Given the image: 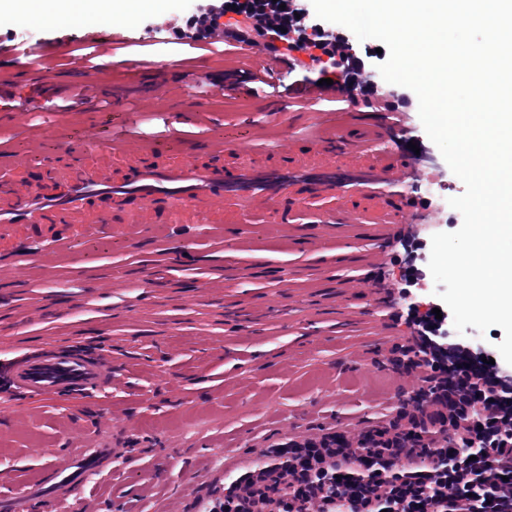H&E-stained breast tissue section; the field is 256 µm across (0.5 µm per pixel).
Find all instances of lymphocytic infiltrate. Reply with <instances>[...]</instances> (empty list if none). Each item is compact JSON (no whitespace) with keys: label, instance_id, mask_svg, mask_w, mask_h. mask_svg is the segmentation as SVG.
<instances>
[{"label":"lymphocytic infiltrate","instance_id":"lymphocytic-infiltrate-1","mask_svg":"<svg viewBox=\"0 0 512 512\" xmlns=\"http://www.w3.org/2000/svg\"><path fill=\"white\" fill-rule=\"evenodd\" d=\"M232 10L240 19L227 24V38L255 37L284 62L304 51L322 71L335 72L330 30L312 25L299 45L278 20L240 4ZM409 310L416 333L390 348L393 370L407 383L396 416L271 445L281 475L274 503L290 512H376L382 499L400 512H512V376L445 342L419 302ZM362 449L383 464L369 481L356 482L345 462Z\"/></svg>","mask_w":512,"mask_h":512}]
</instances>
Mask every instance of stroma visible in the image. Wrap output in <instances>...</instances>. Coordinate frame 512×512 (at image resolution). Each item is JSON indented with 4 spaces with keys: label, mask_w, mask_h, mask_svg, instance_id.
<instances>
[{
    "label": "stroma",
    "mask_w": 512,
    "mask_h": 512,
    "mask_svg": "<svg viewBox=\"0 0 512 512\" xmlns=\"http://www.w3.org/2000/svg\"><path fill=\"white\" fill-rule=\"evenodd\" d=\"M211 5L137 0L128 18L114 9L107 49L96 40L102 23L95 14L74 25L31 12L0 26V43L33 32L55 69L107 64L123 86L124 111L111 118L106 97L91 111L61 112L55 104L68 89L16 82L13 99L0 101V146L28 155L27 174L41 179L68 161L64 134L97 122L114 146L134 140L150 152L162 145L193 165L206 158L189 153L191 142L249 127L263 129L256 143L262 153L307 137L288 113L266 111L270 95L249 96L242 83L232 85V104L206 93L186 98L180 109L205 114L191 124L178 123L180 109L127 86L131 59L166 70L171 81L185 72L194 85L205 84L207 60L222 57V49L167 42L155 27ZM377 89L373 106H402L388 116L401 128L399 148L420 150L425 175L402 188L429 210L422 237L456 231L438 197L462 195L465 186L426 135L415 93L382 80ZM17 104L23 119L5 120ZM383 244L371 225L331 230L307 208L296 223L275 229L252 218L238 232L170 224L139 236H77L66 261L45 252L31 269L1 273L0 280L20 285L0 303V362L47 343L92 341L111 348L112 380L94 393L92 420L80 400L34 397L0 408V500L35 489L47 468L77 449L109 448L110 463L86 474L64 512H195L197 495L222 496L284 431L387 420L404 382L387 369L370 379L364 372L412 329L392 321L390 307L351 291L368 281L372 254Z\"/></svg>",
    "instance_id": "1"
}]
</instances>
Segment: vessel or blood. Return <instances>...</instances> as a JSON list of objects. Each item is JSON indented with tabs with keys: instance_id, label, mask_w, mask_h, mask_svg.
<instances>
[{
	"instance_id": "obj_1",
	"label": "vessel or blood",
	"mask_w": 512,
	"mask_h": 512,
	"mask_svg": "<svg viewBox=\"0 0 512 512\" xmlns=\"http://www.w3.org/2000/svg\"><path fill=\"white\" fill-rule=\"evenodd\" d=\"M32 49L13 45L4 64L9 77L30 81L45 78L44 68L28 57ZM262 43H236L224 59L226 76L263 80L276 73ZM73 86L90 102L107 95L111 82L105 69H74ZM148 97L163 101L186 96L181 85L163 80L158 72L140 75ZM336 87L308 85L299 94L304 109L301 122L319 129L317 138L294 141L285 162L275 165L254 149L259 133L230 144L220 139L202 143L204 153L223 158L220 166L195 168L168 157L146 162L141 147L129 143L114 149L103 136L91 134L70 162L46 180L32 183L20 178L0 184V268L21 267L22 249L32 238L59 255H66L71 233L95 239L108 214L121 215L119 233L148 224L167 223L169 206L179 209L182 224H239L249 215L262 223L284 224L294 205L319 204L328 224H421L425 208L420 199L397 192L415 169L405 152L383 147L395 128L385 113H344L325 119L310 110V103L335 95ZM112 367L100 350L87 344L40 348L0 365V389L8 394L78 398L101 388ZM111 449L77 451L71 463L51 468L42 477L35 498L41 503L66 500L91 469L105 467Z\"/></svg>"
}]
</instances>
